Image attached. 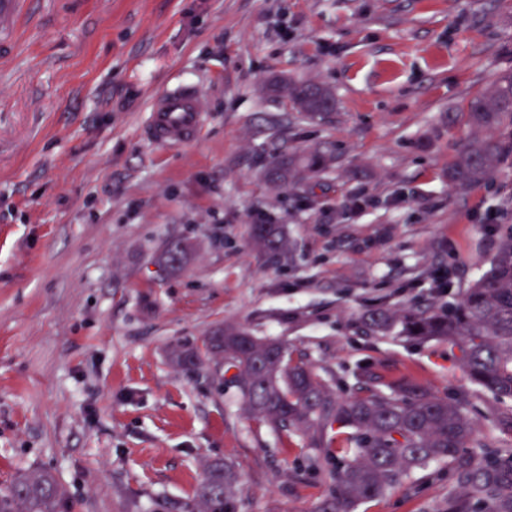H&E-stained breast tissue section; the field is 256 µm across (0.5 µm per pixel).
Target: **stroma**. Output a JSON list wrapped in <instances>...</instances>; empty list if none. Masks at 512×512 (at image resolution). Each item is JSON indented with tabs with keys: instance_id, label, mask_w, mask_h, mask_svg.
I'll return each instance as SVG.
<instances>
[{
	"instance_id": "obj_1",
	"label": "stroma",
	"mask_w": 512,
	"mask_h": 512,
	"mask_svg": "<svg viewBox=\"0 0 512 512\" xmlns=\"http://www.w3.org/2000/svg\"><path fill=\"white\" fill-rule=\"evenodd\" d=\"M0 487L50 470L60 512H183L207 462L239 512H316L326 452L242 408L223 359L184 366L225 322L287 343L341 393L376 377L496 403L444 340L358 327L367 310L456 299L512 227V159L465 190L458 110L512 70V0H20L0 37ZM196 82L200 139L147 142L151 97ZM326 85L323 119L274 83ZM322 144L317 186L271 187L280 153ZM281 225L287 253L251 227ZM191 249L182 268L162 259ZM446 467L356 512H444Z\"/></svg>"
}]
</instances>
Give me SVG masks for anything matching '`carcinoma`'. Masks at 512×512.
I'll list each match as a JSON object with an SVG mask.
<instances>
[{
    "instance_id": "obj_1",
    "label": "carcinoma",
    "mask_w": 512,
    "mask_h": 512,
    "mask_svg": "<svg viewBox=\"0 0 512 512\" xmlns=\"http://www.w3.org/2000/svg\"><path fill=\"white\" fill-rule=\"evenodd\" d=\"M288 100L314 119L332 109L331 91L315 83L288 85ZM462 111L470 136L448 169L461 188L488 183L498 165L512 156V71L499 73L490 89ZM330 157L321 149L285 153L265 172L272 184L299 185L325 171ZM253 239L265 252L287 246L277 224L253 225ZM367 336H397L415 344L448 341L461 352L468 380L498 400H512V229L500 237L490 267L461 298L446 307L413 302L403 309L378 307L364 314ZM205 352L224 357L244 410L274 430L297 432L318 441L327 429L353 431L354 447L341 450L329 469L332 491L319 512H355L357 505L384 495L431 462L448 464L456 491L444 512H512V454L488 448L468 412L469 397L440 398L417 385L378 383L364 394L336 393L335 374L321 379L303 361L292 362L279 340L260 338L228 322L203 342ZM472 448L484 452L474 454ZM239 476L221 459L211 461L186 512H237ZM65 488L47 470H31L0 488V512H59Z\"/></svg>"
}]
</instances>
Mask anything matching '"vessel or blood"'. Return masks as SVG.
I'll list each match as a JSON object with an SVG mask.
<instances>
[{
  "label": "vessel or blood",
  "mask_w": 512,
  "mask_h": 512,
  "mask_svg": "<svg viewBox=\"0 0 512 512\" xmlns=\"http://www.w3.org/2000/svg\"><path fill=\"white\" fill-rule=\"evenodd\" d=\"M204 112L196 85L180 82L153 95L144 134L148 140L169 147L194 142L201 135Z\"/></svg>",
  "instance_id": "b4317fda"
}]
</instances>
